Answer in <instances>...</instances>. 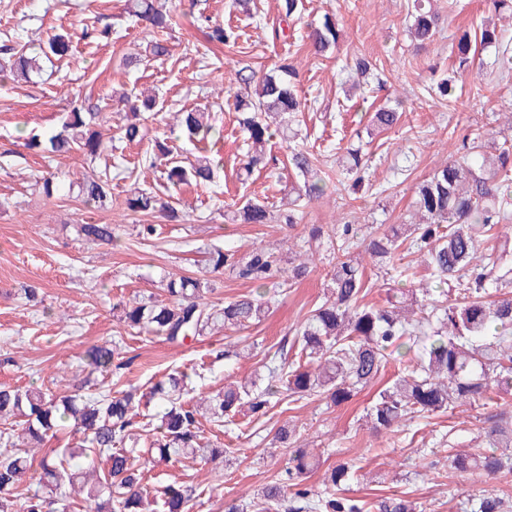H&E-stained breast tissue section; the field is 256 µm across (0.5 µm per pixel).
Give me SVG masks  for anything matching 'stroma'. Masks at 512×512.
Segmentation results:
<instances>
[{
    "instance_id": "1",
    "label": "stroma",
    "mask_w": 512,
    "mask_h": 512,
    "mask_svg": "<svg viewBox=\"0 0 512 512\" xmlns=\"http://www.w3.org/2000/svg\"><path fill=\"white\" fill-rule=\"evenodd\" d=\"M232 2L157 0L178 16L167 40L171 52L145 58L127 71L123 57L143 51L152 32L129 12L126 0H0V46H34L55 33L69 35L73 45L66 59L42 61L31 82L0 72V386L84 394L133 386L146 395L176 370L186 373L196 398L228 381L250 384L254 375L293 361L296 330L324 298L339 242L310 241L312 225L350 222L364 229L402 223L410 217L417 184L447 161L463 137L490 132L495 144L512 143L505 124L512 117V71H504L498 61L499 47L512 52V18L499 23V46L479 51L467 71L457 72L451 51L455 38L490 17L486 0H438L441 22L423 49L415 47L408 32L412 0H306L302 18L290 21L277 40L271 29L279 25L278 0H255L249 17L235 13ZM327 14L335 16L341 38L333 54L317 57L308 26ZM210 20L242 30L237 47L208 43ZM90 27L109 29L110 40L87 36ZM360 54L372 59L377 74L368 77L366 92L348 99L343 89L353 74L345 65ZM286 57L299 71L298 94L308 103L292 127L298 142L318 154L329 184L327 194L303 207L302 221L292 227L278 220L296 181L285 159L286 144L277 138L267 144L280 159L277 167L244 173L248 145L227 95L241 67L265 72ZM446 78L456 85L450 99L434 92ZM135 87L156 93L157 111L148 122L153 136L168 133L178 110L207 108L221 130L220 138L210 142L217 165L214 182L174 187L160 171L139 168L148 147L144 141H104L93 161L78 151L47 159L25 147L26 137L59 129L75 100L98 113L101 124L118 126L123 118L118 97ZM383 107L397 108L399 123L367 136L370 115ZM357 146L371 158L368 183L356 193L335 189L342 156ZM108 168L114 171L111 201L86 205L77 192L79 183L91 171ZM50 172L60 176L66 190L47 198L40 180ZM136 187L173 197L180 222L154 219V236L142 239L138 228L145 216L123 204ZM254 198L268 206L270 223L229 220L231 209ZM81 224L116 226L120 241L106 245L81 238ZM213 246L238 256L266 247L284 259L307 251L314 263L297 284L258 289L231 270L210 271L206 250ZM172 274L207 281L210 303L257 292L269 310L247 329L216 327L179 343L130 330L119 302L165 300L161 282ZM366 276L364 301L375 306L385 304L390 290H407L421 281L433 292L442 289L415 254L368 267ZM30 286L39 288L41 304L27 302L24 290ZM106 341L118 343L131 363L107 375L91 372L87 351ZM408 363L390 353L381 375L342 405L312 395L282 400L258 421L242 411L220 427L204 423L205 436L223 443V458L160 465L146 472L144 483L151 492L173 481L192 488V512H227L232 506L256 512L263 488L284 476L288 451L274 436L291 423L299 444L316 449L320 457L318 469L304 481L312 492L322 491L328 469L344 463L353 472L346 494L373 506L398 495L420 504L422 512H461L460 502L481 490L503 495L512 506V474L486 477L448 468L449 447L470 446L489 415L512 410V397L417 417L389 430L373 429L367 421L374 393Z\"/></svg>"
}]
</instances>
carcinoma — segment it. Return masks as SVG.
<instances>
[{"label":"carcinoma","instance_id":"carcinoma-1","mask_svg":"<svg viewBox=\"0 0 512 512\" xmlns=\"http://www.w3.org/2000/svg\"><path fill=\"white\" fill-rule=\"evenodd\" d=\"M282 14L298 19L305 10L304 0H279ZM132 13L152 29L164 32L174 26L173 16L155 6L153 0H132ZM413 23L409 28L417 47L433 41L440 15L434 0H413ZM211 43L224 46L238 44L240 34L231 25L212 24L207 27ZM475 39L463 33L452 45L458 67L467 70L474 62L475 46L496 44V26L485 20ZM313 54L322 56L336 47L340 31L335 20L324 16L321 26L310 34ZM72 51L69 38L55 34L48 38L40 53L23 48L9 57V72L17 79L29 81L40 70V57L61 59ZM298 71L283 60L262 76L246 66L237 71L240 91L234 94L235 110L243 114L239 122L247 134L252 152L244 164L251 172L256 166L276 164L277 158L265 154V144L279 134L288 140L296 113L305 109L297 92ZM128 109L125 122L119 126V139L140 142L147 138L146 112L154 111L156 99L132 93L122 99ZM177 126L190 141L204 144L214 131L209 113L190 109L178 113ZM96 112L84 111L73 102L61 129L41 139L27 138L25 146L37 152L64 156L81 151L93 160L103 145L97 128ZM399 113L379 109L369 119L367 135L394 126ZM175 147L167 138L153 140L151 151L139 161L143 167L154 168L165 159L166 180L176 186L186 183L205 185L214 178L211 158L203 153L183 161L174 155ZM299 181L294 197L282 223H298L299 207L325 195L326 183L321 177L319 158L304 148L292 150L288 158ZM341 174L353 179V186L365 181L366 162L361 148H350L342 159ZM105 174L85 179L79 193L87 204L102 205L109 195ZM424 223L397 224L387 232H372L365 253L382 264L401 247L417 253L443 283L456 281L462 295L451 300L431 298L429 288H421L425 300L409 299L416 307L415 319L401 317L399 301L390 296L385 306L361 303L366 291L364 268L360 255L352 251L358 228L349 223L334 224L330 232L342 241L344 250L336 258L330 274V291L322 304L312 309L297 329V360L281 367L279 384L262 390L245 385H226L224 390L203 400L210 420L224 422V417L248 406L251 416L261 417L274 400L288 392L295 402L311 394L329 398L338 405L348 401L356 389L369 384L380 373L387 351L405 343L418 347V353L406 368V374L378 392L367 411L376 429H390L413 418L445 413L464 403L484 400L491 403L512 394V293L501 291L512 270L501 271L503 259L512 253V238L496 235L497 228L512 216V149L502 146L495 156L487 155L482 139L473 137L462 142L458 156L437 169L419 186L414 201ZM124 205L134 213L153 214L168 221L179 217L177 209L154 192L140 189L125 198ZM267 207L259 201H248L233 211L231 221L239 224L267 223ZM496 237V245L486 247L477 235ZM80 234L87 240L111 244L117 240L116 227L110 224H81ZM212 271L229 267L235 277L245 283L263 286L274 280L296 284L309 274L305 261L285 270L274 253L257 247L247 255L235 258L220 248L208 252ZM209 285L191 276L165 278L164 292L168 302H135L122 307L126 326L162 337L169 342L202 335L214 325L240 330L265 314L262 300L251 294L240 295L219 308L204 301ZM92 370L112 371L121 360L117 346L95 345L88 351ZM186 376L179 372L152 388L151 398L163 407L157 435L143 440L130 432L131 418L141 397L131 387L88 399L79 391L58 393L41 388L25 391L0 388V420L4 422L0 439L7 447L17 446L9 419L24 418L21 443L36 448L45 436L64 423L83 433V446L66 448L60 453L44 455L38 467L57 487H79L86 494L90 512H144L143 471L135 464L142 446L158 449L165 462L183 458L214 460L224 448L202 442L199 407L184 399ZM485 436L494 450L470 448L448 449V467L464 473L495 476L512 472V417L500 412L488 418ZM295 429L282 426L276 441L290 449L288 485H268L263 491L260 512H270L284 497L285 488L294 490V497L305 505L325 512H365L360 499L336 496V487L348 482L351 473L344 466L327 471L323 485L325 496L310 501L312 492L302 487V480L318 466L316 455L294 447ZM32 468L29 453L0 455V512H47L46 498L19 488L22 476ZM192 491L176 483L161 492L162 512H191ZM504 501L498 494L480 491L467 500L464 512H503ZM381 512H417V505L394 496L380 502Z\"/></svg>","mask_w":512,"mask_h":512}]
</instances>
